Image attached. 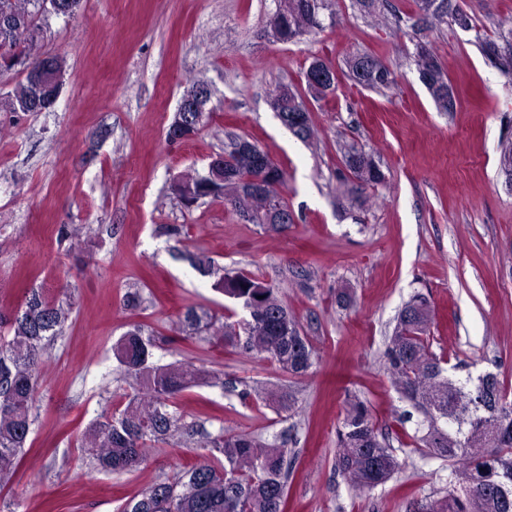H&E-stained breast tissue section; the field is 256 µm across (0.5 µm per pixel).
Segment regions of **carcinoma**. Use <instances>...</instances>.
I'll list each match as a JSON object with an SVG mask.
<instances>
[{"label":"carcinoma","instance_id":"obj_1","mask_svg":"<svg viewBox=\"0 0 512 512\" xmlns=\"http://www.w3.org/2000/svg\"><path fill=\"white\" fill-rule=\"evenodd\" d=\"M44 0H0V18L14 22L0 31V57L19 55L35 71L46 61L63 58L43 55L38 43L37 19ZM288 7L291 42L321 27L320 14L332 11L334 0H275ZM352 6L376 15L389 0H352ZM484 53L512 74V54L503 56L490 37L481 41ZM410 58L416 71L446 94L431 97L442 112L455 108L456 97L444 67L432 46ZM349 78L357 85L388 89L394 72L378 56L350 53L344 59ZM41 112L46 108L37 84L26 75L15 91L0 97V111ZM344 164L363 184L382 180L380 170H363L371 156L354 145L344 151ZM201 195L222 198L235 205L233 184L211 185L199 180ZM216 277L214 288L240 300L249 317L232 322L225 317L218 327L192 309L184 324L198 332L238 345L246 355H260L285 374L306 375L314 364L315 349L299 322L279 299L277 289L243 274L229 275L210 265L199 267ZM266 294L265 307L251 309L256 295ZM70 297L50 298L30 290L15 309H0V489L8 486L23 459L32 431V410L42 386L41 365L48 349L60 338L71 319ZM432 311L428 300L416 294L402 307L397 325L388 336L384 363L393 384L420 418L412 438L426 453L448 461L451 476L446 495L429 501L425 512H512V391L495 373L483 383L472 374L448 376V360L431 350ZM155 340L139 327L126 332L112 346L122 378L132 392L109 415L85 428L80 448L100 470L120 473L141 467L152 450L175 436L200 434V460L182 467L173 480H157L126 500L117 512H286L288 449L263 443L248 434L198 432L187 424L174 405L182 391L200 383H218L215 374L202 372L190 362L160 365L153 361ZM336 470L350 488L363 492L389 481L402 466L387 438L373 423L369 406L347 393L344 417L336 427Z\"/></svg>","mask_w":512,"mask_h":512}]
</instances>
